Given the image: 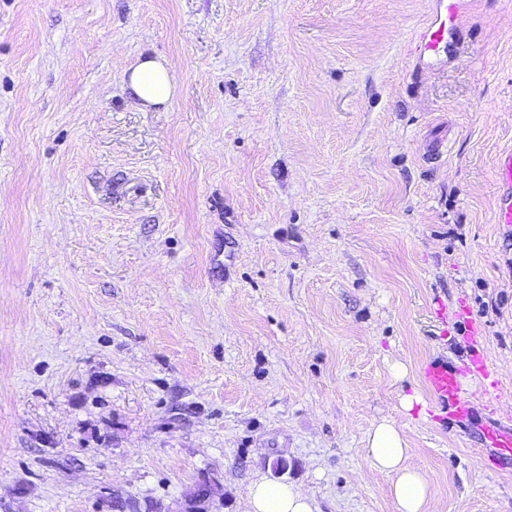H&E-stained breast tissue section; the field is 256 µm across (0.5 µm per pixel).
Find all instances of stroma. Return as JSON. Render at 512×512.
Here are the masks:
<instances>
[{
  "label": "stroma",
  "mask_w": 512,
  "mask_h": 512,
  "mask_svg": "<svg viewBox=\"0 0 512 512\" xmlns=\"http://www.w3.org/2000/svg\"><path fill=\"white\" fill-rule=\"evenodd\" d=\"M0 0V512H244L257 480L318 512H396L392 422L431 512H512L424 367L484 328L512 424V0ZM148 52L177 92L138 105ZM417 396L411 410L403 397ZM435 12L431 20L418 33L416 50L428 59H436L452 45L463 24L466 0H434ZM497 197L494 224L512 230V150L501 152L495 161ZM365 443V460L371 470L386 476L396 511L429 512L428 477L408 464L411 448L398 428L381 421L372 427Z\"/></svg>",
  "instance_id": "obj_1"
}]
</instances>
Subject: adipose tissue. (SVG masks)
I'll return each instance as SVG.
<instances>
[{
    "label": "adipose tissue",
    "instance_id": "ef3b65f1",
    "mask_svg": "<svg viewBox=\"0 0 512 512\" xmlns=\"http://www.w3.org/2000/svg\"><path fill=\"white\" fill-rule=\"evenodd\" d=\"M127 86L145 105H163L176 94L171 67L158 57L142 56L126 69ZM411 450L390 422L375 424L366 438L365 460L371 470L386 476L396 512H428L429 481L408 463ZM313 499L300 489L260 480L247 493L245 512H315Z\"/></svg>",
    "mask_w": 512,
    "mask_h": 512
}]
</instances>
